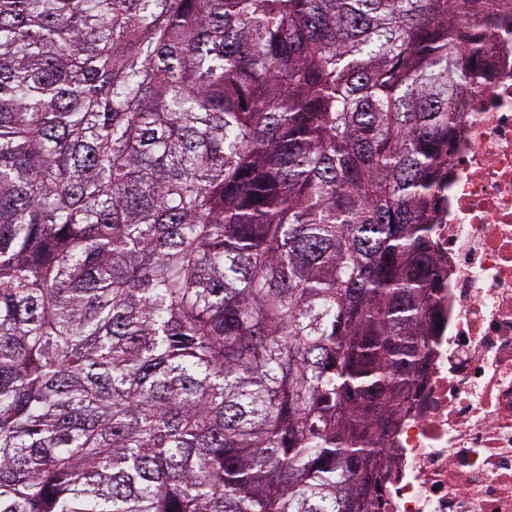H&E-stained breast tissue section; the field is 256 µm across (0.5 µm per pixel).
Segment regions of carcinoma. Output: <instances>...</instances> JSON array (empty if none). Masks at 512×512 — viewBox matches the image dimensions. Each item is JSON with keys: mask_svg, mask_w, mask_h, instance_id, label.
<instances>
[{"mask_svg": "<svg viewBox=\"0 0 512 512\" xmlns=\"http://www.w3.org/2000/svg\"><path fill=\"white\" fill-rule=\"evenodd\" d=\"M449 2L0 0V512H383Z\"/></svg>", "mask_w": 512, "mask_h": 512, "instance_id": "obj_1", "label": "carcinoma"}]
</instances>
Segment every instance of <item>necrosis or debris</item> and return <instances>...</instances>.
I'll return each mask as SVG.
<instances>
[{"label":"necrosis or debris","instance_id":"necrosis-or-debris-1","mask_svg":"<svg viewBox=\"0 0 512 512\" xmlns=\"http://www.w3.org/2000/svg\"><path fill=\"white\" fill-rule=\"evenodd\" d=\"M457 103L443 286L420 385L392 437L389 512H512V37Z\"/></svg>","mask_w":512,"mask_h":512}]
</instances>
